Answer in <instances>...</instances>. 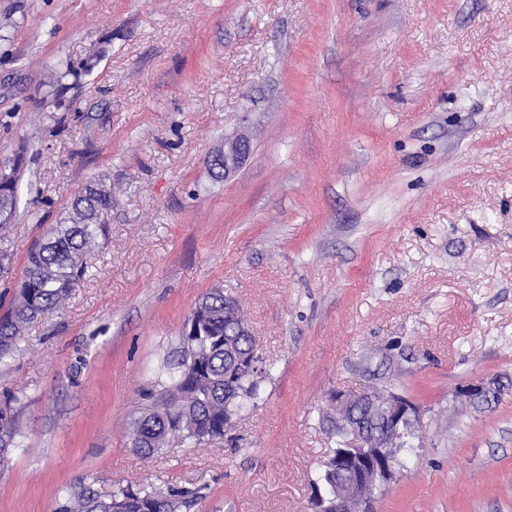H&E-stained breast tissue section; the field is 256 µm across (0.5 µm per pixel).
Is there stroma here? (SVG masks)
I'll return each instance as SVG.
<instances>
[{
  "label": "stroma",
  "instance_id": "35a3bbf8",
  "mask_svg": "<svg viewBox=\"0 0 512 512\" xmlns=\"http://www.w3.org/2000/svg\"><path fill=\"white\" fill-rule=\"evenodd\" d=\"M4 17L0 163L24 165L0 293L87 184L112 209L79 287L0 364V512H56L81 483L314 512L340 401L375 389L421 420L373 512H512V0H0ZM240 131L249 160L215 177ZM216 288L268 365L261 398L224 440L141 456L132 424ZM478 382L496 398L460 396ZM15 414L10 406H0V460H5L14 451Z\"/></svg>",
  "mask_w": 512,
  "mask_h": 512
}]
</instances>
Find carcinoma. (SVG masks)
<instances>
[{
    "label": "carcinoma",
    "mask_w": 512,
    "mask_h": 512,
    "mask_svg": "<svg viewBox=\"0 0 512 512\" xmlns=\"http://www.w3.org/2000/svg\"><path fill=\"white\" fill-rule=\"evenodd\" d=\"M18 185L0 186V214L13 216ZM112 210V195L98 184H89L70 202L64 223L55 225L49 237L31 246L22 281L7 309L0 314V362L11 358L23 330L48 310L66 300L83 279L84 261L99 234L104 232L105 215ZM202 323L194 336L181 339L182 348L197 358V366L180 372L174 383L179 397L170 405L152 402L133 422L132 445L136 453L150 456L161 450L172 435H182L197 443L224 438V400H236L241 411L260 397L258 381L237 370L236 359L224 353V339L230 336L224 324V292L215 289L196 307ZM15 414L10 406H0V460L14 451ZM417 428L403 425L397 448L411 447ZM190 492L169 487L133 492L120 488L103 498L91 487L78 485L63 496L59 512H112V504L122 502L125 512H178L189 502Z\"/></svg>",
    "instance_id": "obj_1"
}]
</instances>
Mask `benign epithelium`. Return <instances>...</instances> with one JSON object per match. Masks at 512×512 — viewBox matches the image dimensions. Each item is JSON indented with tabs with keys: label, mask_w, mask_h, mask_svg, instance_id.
I'll use <instances>...</instances> for the list:
<instances>
[{
	"label": "benign epithelium",
	"mask_w": 512,
	"mask_h": 512,
	"mask_svg": "<svg viewBox=\"0 0 512 512\" xmlns=\"http://www.w3.org/2000/svg\"><path fill=\"white\" fill-rule=\"evenodd\" d=\"M251 153L248 137L238 134L224 138V149L212 157V162L221 163L219 174L228 178L237 173ZM349 404L362 407L364 416L342 415L336 426L352 437V447L334 451L324 466L336 471V495L333 512H356L365 509L362 486L356 472H371L388 482L393 477L394 467L386 451L390 437L386 429H399L409 418L420 419L416 407L400 399H392L379 406V398L368 394Z\"/></svg>",
	"instance_id": "benign-epithelium-1"
}]
</instances>
